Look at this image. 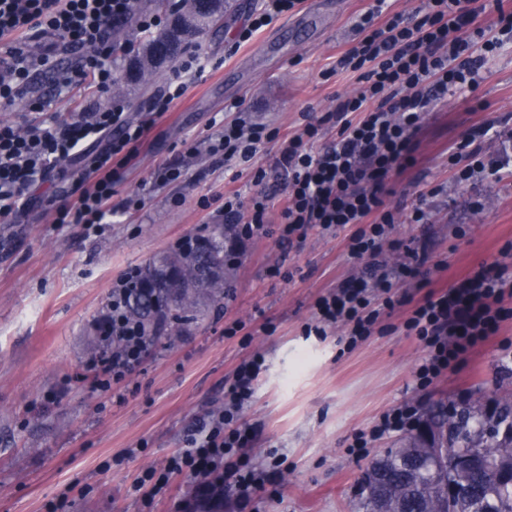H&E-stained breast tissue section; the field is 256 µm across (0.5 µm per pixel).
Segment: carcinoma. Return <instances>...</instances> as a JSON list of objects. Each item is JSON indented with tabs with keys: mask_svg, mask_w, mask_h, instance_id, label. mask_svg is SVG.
Listing matches in <instances>:
<instances>
[{
	"mask_svg": "<svg viewBox=\"0 0 512 512\" xmlns=\"http://www.w3.org/2000/svg\"><path fill=\"white\" fill-rule=\"evenodd\" d=\"M169 15H190L187 37L166 26L140 38L132 59L130 24L112 33V61L128 60L116 90L129 92L153 82L164 63L174 61L189 38L221 25L229 0H159ZM229 225L216 224L200 236L201 246L187 253L171 251L149 262L128 284L125 316L137 326L150 347L163 336H177L197 319L204 299L224 300V238ZM436 441L466 459L452 473L433 456L426 443L410 432L376 455L357 482L352 512H512V398L499 401L496 412L469 403L448 411L440 404L425 411ZM196 507L220 512L224 486L215 482L205 493L195 492Z\"/></svg>",
	"mask_w": 512,
	"mask_h": 512,
	"instance_id": "1",
	"label": "carcinoma"
}]
</instances>
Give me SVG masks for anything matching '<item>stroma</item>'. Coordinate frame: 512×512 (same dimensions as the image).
Returning <instances> with one entry per match:
<instances>
[{"mask_svg": "<svg viewBox=\"0 0 512 512\" xmlns=\"http://www.w3.org/2000/svg\"><path fill=\"white\" fill-rule=\"evenodd\" d=\"M374 3L299 0L292 13L242 43L237 34L262 0H234L223 27L200 37L195 51L205 67L187 76L173 112L158 120L150 110L173 66L163 67L150 88L125 95L130 117L151 129L115 188L103 232L54 221L83 190L78 175L85 164L76 160L56 164L36 190V204L0 223V512H189L194 486L186 475H173L164 493L146 499L128 489L144 470L164 467L185 448L195 423L223 405L234 369L250 352L263 354L267 368L242 412L252 433L246 455L256 468L277 462L282 471L244 509L234 488H225L223 512H351L368 456L395 437L374 441L364 458L350 445L383 413L404 403L489 405L512 394V318L423 389L415 371L425 351L404 331L405 309L383 317L351 349L340 324L306 335L317 297L363 269L341 228H309L292 246L274 230L243 243L226 268L223 302L202 305L186 333L145 350L112 391L99 390L89 368L102 352L99 324L127 272L183 237L204 234L225 190L254 193L250 171L207 152L225 105L242 101L253 120L283 137L305 117L321 118L356 86L355 74L336 71V58ZM33 93L62 121L112 98L89 90L54 96L47 74L35 77ZM478 129L483 135L475 145L487 166L458 183L448 153ZM504 153L512 155V45L488 59L475 90L449 94L428 112L415 163L387 199L399 219L390 235L399 244L395 259L410 250L428 256V275L400 286L411 300L484 264L512 269V170L494 166ZM167 165L182 169L183 178L157 180ZM133 193L144 207L129 215L121 207ZM417 208L428 223L412 222ZM277 260L283 275L269 277L266 267ZM236 320L250 333L249 345L225 337Z\"/></svg>", "mask_w": 512, "mask_h": 512, "instance_id": "1", "label": "stroma"}]
</instances>
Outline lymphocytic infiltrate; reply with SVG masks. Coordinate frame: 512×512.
I'll list each match as a JSON object with an SVG mask.
<instances>
[{
  "label": "lymphocytic infiltrate",
  "instance_id": "f902f5d3",
  "mask_svg": "<svg viewBox=\"0 0 512 512\" xmlns=\"http://www.w3.org/2000/svg\"><path fill=\"white\" fill-rule=\"evenodd\" d=\"M386 0L363 13L357 24L358 41L340 53L336 68L356 74L357 86L337 97L322 122H306L288 137L254 123L242 102H233L231 119L209 140L208 150L225 161L249 169L259 191L250 201L239 193L224 194L220 215L237 239L249 240L267 232L270 196L261 186L264 168L254 159L266 144L278 142L276 166L287 176L278 238L301 240L307 228L350 229L351 257L364 261L365 276L334 289L315 303L316 335L337 322L348 328L347 347L370 336L384 315L406 301L401 281L419 276L418 255L389 266L383 252L397 217L386 204L389 183L414 162L417 134L427 112L449 93L473 90L486 60L512 45V11L503 0H422L406 13L385 10ZM138 0H0V106L27 97L36 75L51 76L57 96L82 83L96 91L111 89L112 28L136 17L142 31L162 24L159 16L137 10ZM491 14L483 27L477 12ZM51 38L53 47L36 50ZM75 55L72 67H61L58 52ZM330 123L334 139L323 142L321 125ZM148 128L128 119L118 103L93 105L69 123L55 118L19 126L0 122V222L8 221L32 200L56 162L70 157L87 159L86 188L73 206L58 212L60 224H104L112 213V195L126 166L135 158ZM512 294V272L499 264L480 267L453 287L430 291L409 311L408 335L426 355L418 366L417 387L429 386L476 345L494 336L500 322L512 315L503 300ZM108 326L122 340L120 351L102 361L97 385L102 391L126 380L140 363L142 335L123 312V291L115 289ZM264 359L254 353L236 368L224 394L223 409L199 422L190 432L187 448L169 459L163 470L148 469L133 483L132 494H159L170 474L192 478L214 475L232 480L241 505L263 490L268 471H257L243 457L249 432L242 412L254 398L255 382ZM415 409L402 404L384 413L370 432L359 433L351 445L355 456L366 455L379 437L410 427Z\"/></svg>",
  "mask_w": 512,
  "mask_h": 512
}]
</instances>
